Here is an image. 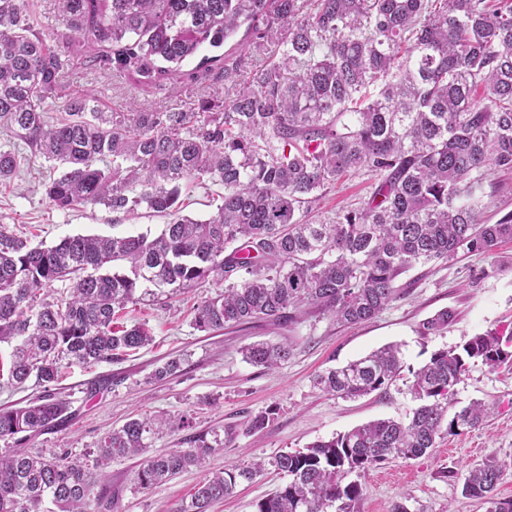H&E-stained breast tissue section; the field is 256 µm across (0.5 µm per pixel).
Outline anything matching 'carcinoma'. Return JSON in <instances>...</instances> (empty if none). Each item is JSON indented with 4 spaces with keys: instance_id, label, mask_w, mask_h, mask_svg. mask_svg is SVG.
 Here are the masks:
<instances>
[{
    "instance_id": "1",
    "label": "carcinoma",
    "mask_w": 512,
    "mask_h": 512,
    "mask_svg": "<svg viewBox=\"0 0 512 512\" xmlns=\"http://www.w3.org/2000/svg\"><path fill=\"white\" fill-rule=\"evenodd\" d=\"M66 0L73 37L109 45L102 67L161 86L206 46L219 49L247 25L245 49L279 48L250 72L228 102L180 112H105L93 95L62 96L61 60L33 30L28 0H0V127L52 163V205H102L119 224L141 209L168 218L155 238L82 235L33 246L0 225V342L14 341L9 380L35 377L42 393L0 409V512H111L99 487L113 459L134 456L160 431L134 418L104 434L82 458L66 448L23 443L64 425L69 401L54 383L64 365L91 367L149 345L144 324L114 325L130 303L212 280L222 287L195 308L193 328L216 332L293 322L305 310L342 324L372 319L402 294L398 278L459 252L491 253L512 240V212L481 220L492 171H512V0ZM224 85L237 63L205 56ZM483 96L476 97L477 92ZM64 99L66 118L46 119ZM19 156L0 149V184ZM374 179L358 206L316 221L313 205L345 177ZM224 185L205 220L181 214L182 190ZM61 287H56V284ZM444 309L423 323L440 332ZM247 362L266 369L292 356L286 343L254 342ZM512 362V333L487 330L434 352L412 372L418 406L407 419L370 421L268 460H241L208 472L175 512H208L239 484L273 470L287 477L257 512H355L363 495L353 474L434 448L444 430L488 425L493 407L472 402L448 415L454 387L478 364ZM173 357L152 378L181 372ZM404 367L385 345L317 375L321 391L355 398L387 389ZM271 413L188 438L146 458L134 488L150 490L263 430ZM506 465L491 456L462 475V493L487 512H512L495 494Z\"/></svg>"
}]
</instances>
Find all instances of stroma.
Returning a JSON list of instances; mask_svg holds the SVG:
<instances>
[{"instance_id":"1","label":"stroma","mask_w":512,"mask_h":512,"mask_svg":"<svg viewBox=\"0 0 512 512\" xmlns=\"http://www.w3.org/2000/svg\"><path fill=\"white\" fill-rule=\"evenodd\" d=\"M33 27L61 56L60 82L65 93L89 92L106 110L123 112L136 105L150 112L183 111L201 102L225 99L223 81L196 73L187 62L182 73L163 86H147L116 70L95 64L94 50L70 39L66 0H30ZM0 146L14 148L20 158L17 175L0 186V224L32 244L47 246L75 234L147 233L157 236L164 217L141 214L113 224L104 207L61 210L45 196L49 164L31 155L29 149L7 133H0ZM369 177L342 181L318 202V212H332L366 199ZM224 188L204 181L184 189V213L204 220L220 204ZM512 212V172H491L485 182L482 220L496 223ZM398 282L405 292L373 319L341 326L330 318L304 314L283 326L261 325L205 333L192 326L194 309L215 295L217 286L206 281L173 297L128 305L120 321L124 325L146 324L152 331L151 345L124 359L92 368L73 365L57 382L70 403L64 426L31 440L34 449H68L80 457L95 448L97 440L129 419L147 417L171 420L170 428L150 441L149 454L183 447L190 433L220 430L243 424L250 416L272 411L273 417L260 433L239 435L231 447L210 459L214 469L241 458H270L281 452L306 448L380 418H403L416 403L406 383L440 349L461 345L469 337L490 329L512 331V241L492 254H462L448 263L415 266ZM453 310L456 319L448 329L432 333L422 322L442 309ZM286 342L293 354L287 363L265 370L247 363L243 346L254 341ZM386 344L400 345L405 369L386 391L346 399L314 387L316 374L360 358ZM181 356L183 370L163 381L152 380L154 369L169 357ZM454 405L475 401L494 405L487 427L442 434L435 448L424 456L396 459L370 468L360 481L364 491L356 512H392L395 503H405L409 512H486L482 500L462 493L460 473L486 457L507 461L508 469L498 486L502 498H512V365L471 367L454 388ZM188 416L191 428L174 427ZM141 456L112 460L102 480L112 491V512H174L203 479L201 470L183 471L170 482L148 491L134 488L133 479ZM280 482L270 472L241 484L232 497L211 506L210 512H256L257 503Z\"/></svg>"}]
</instances>
